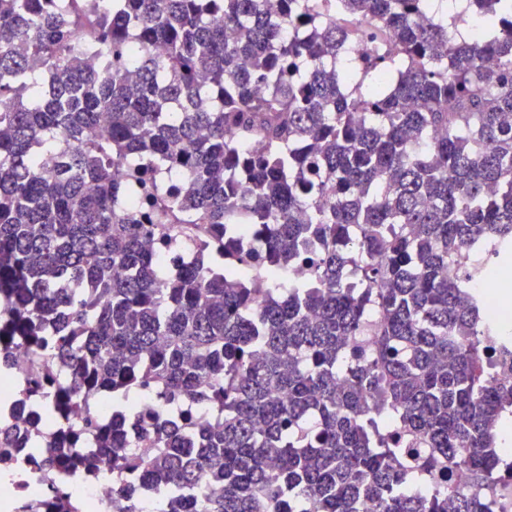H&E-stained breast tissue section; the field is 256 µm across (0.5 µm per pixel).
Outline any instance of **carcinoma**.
Wrapping results in <instances>:
<instances>
[{
  "label": "carcinoma",
  "mask_w": 512,
  "mask_h": 512,
  "mask_svg": "<svg viewBox=\"0 0 512 512\" xmlns=\"http://www.w3.org/2000/svg\"><path fill=\"white\" fill-rule=\"evenodd\" d=\"M465 5L463 37L434 0H0V357L52 336L68 376L28 394L98 438L124 512L134 478L159 512H493L512 385L445 268L512 260V0ZM129 174L220 263L164 271L168 225L118 211ZM137 391L185 410L136 422L148 455Z\"/></svg>",
  "instance_id": "obj_1"
}]
</instances>
